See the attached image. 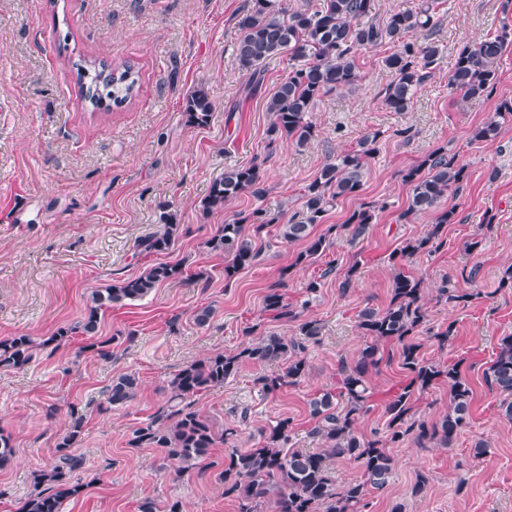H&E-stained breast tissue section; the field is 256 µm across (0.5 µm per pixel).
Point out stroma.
Listing matches in <instances>:
<instances>
[{"label":"stroma","mask_w":512,"mask_h":512,"mask_svg":"<svg viewBox=\"0 0 512 512\" xmlns=\"http://www.w3.org/2000/svg\"><path fill=\"white\" fill-rule=\"evenodd\" d=\"M250 0H0V340L26 334L38 343L29 364L0 369V431L12 437L14 456L0 468V512H22L35 472L53 462L73 414L83 429L72 452L83 456L82 493L65 512H139L147 499L180 501L183 512H237L225 499L217 470L175 479L157 448H131L133 430L169 398L168 383L187 364L236 353L257 334L296 337L291 321L262 310L270 286L319 334L309 341V371L295 385L264 395L263 375L283 364H243L223 386L202 391L197 407L217 425L235 423L237 447L251 448L276 421L291 422L289 447L315 451L308 402L336 388L341 365L353 364L369 339L358 326L366 308L384 309L393 277L422 281L428 320L416 339L425 358L458 364L472 390L470 424L447 448L405 443L392 449L390 486L371 499L370 512H512V418L487 380L500 340L512 335V124L496 140L473 141L474 130L503 102L512 103V45L499 65L489 101L463 103L448 78L461 46L495 35L512 20V0H445L439 24L408 33L435 44L441 59L410 111L392 112L382 90L391 79L383 64L395 44L362 52L361 80L322 97L305 146L270 136L267 99L292 67L287 56L267 60L258 81L239 69L234 45L238 17ZM122 59L135 65L138 88L122 106L81 96L78 70L86 59ZM205 90L214 106L209 125L187 123L184 102ZM378 134L358 195L339 198L322 224L345 223L364 203L381 204L359 237L343 234L315 262L298 266V243L262 233L257 261L225 279L223 255L207 239L225 220L263 208L300 210L306 184L337 154ZM443 150L464 165L468 180L440 207L454 213L443 225L440 248L398 259L406 239L425 235L436 213L406 216L409 187L403 173ZM257 163L262 196L244 194L206 212L202 201L225 168ZM176 214L173 249L145 255L136 243ZM185 265L187 277L160 285L147 297L100 314L95 337L80 325L94 291L137 276L159 263ZM356 267L352 288L340 286ZM315 292H308L309 282ZM480 299L449 303L444 282ZM211 308L206 324L199 309ZM452 327L447 343L434 331ZM68 340L54 341L58 328ZM109 342L101 359L91 341ZM400 347L380 344L381 361L368 376L372 409L357 423L371 436L383 428L385 405L406 381ZM135 375V399L111 405L114 378ZM487 453L475 457L476 444ZM427 489L416 495L417 477Z\"/></svg>","instance_id":"35a3bbf8"}]
</instances>
